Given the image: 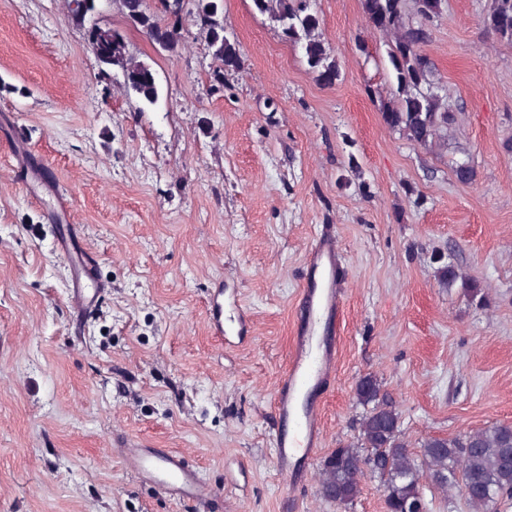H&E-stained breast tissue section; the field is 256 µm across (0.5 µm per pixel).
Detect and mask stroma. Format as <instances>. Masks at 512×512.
<instances>
[{"label":"stroma","instance_id":"obj_1","mask_svg":"<svg viewBox=\"0 0 512 512\" xmlns=\"http://www.w3.org/2000/svg\"><path fill=\"white\" fill-rule=\"evenodd\" d=\"M490 3L441 2L421 52L456 120L424 148L382 117L390 39L363 0L311 2L330 86L253 0H221L242 67L220 84L192 21L171 53L120 0L83 18L72 0H0V512H386L378 478L340 506L315 476L291 490L273 453L306 252L326 229L344 313L312 469L357 443L367 374L411 449L512 423V42ZM95 23L153 68L155 104L100 62ZM64 224L107 285L81 312ZM448 264L477 296L441 283ZM217 287L248 332L210 334ZM126 440L183 454L210 495L173 500L125 468Z\"/></svg>","mask_w":512,"mask_h":512}]
</instances>
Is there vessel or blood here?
<instances>
[{
  "instance_id": "obj_1",
  "label": "vessel or blood",
  "mask_w": 512,
  "mask_h": 512,
  "mask_svg": "<svg viewBox=\"0 0 512 512\" xmlns=\"http://www.w3.org/2000/svg\"><path fill=\"white\" fill-rule=\"evenodd\" d=\"M73 271L71 304H94L104 286L88 283L86 248L80 236L60 241ZM340 249L334 232L320 233L307 257V275L298 300L289 362L278 380L274 409L278 429L273 439L277 467L294 484L308 480L310 462L323 440L320 391L336 369L342 295L339 288ZM208 317L214 335L224 333V291L216 289ZM130 471L149 478L164 492L183 500H202L208 486L203 473L168 448L124 444L120 450Z\"/></svg>"
}]
</instances>
